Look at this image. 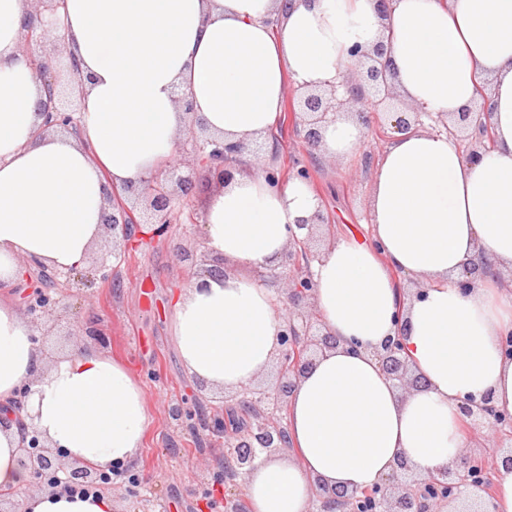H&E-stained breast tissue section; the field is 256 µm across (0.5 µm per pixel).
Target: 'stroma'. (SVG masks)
Masks as SVG:
<instances>
[{
    "mask_svg": "<svg viewBox=\"0 0 512 512\" xmlns=\"http://www.w3.org/2000/svg\"><path fill=\"white\" fill-rule=\"evenodd\" d=\"M386 141V134L370 131L357 160L345 164L312 155L292 135L271 153L267 167L285 173L308 168L322 203L324 236L359 234L368 219L370 160ZM213 189L198 178L187 193L177 194L173 228L121 260H109L108 281L92 293L58 281L51 290L59 303L56 316L40 327L44 350L52 357L90 344L83 326L93 322L103 339L100 351L125 362L138 376L150 422L132 472L162 512H225L226 498L245 499L244 476H224L223 442L211 440L197 422H175L167 413L169 404L186 396L211 413L225 403L224 392L186 373L169 329L172 293L200 266L201 237L187 226L202 217Z\"/></svg>",
    "mask_w": 512,
    "mask_h": 512,
    "instance_id": "obj_1",
    "label": "stroma"
}]
</instances>
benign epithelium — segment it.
Masks as SVG:
<instances>
[{"mask_svg": "<svg viewBox=\"0 0 512 512\" xmlns=\"http://www.w3.org/2000/svg\"><path fill=\"white\" fill-rule=\"evenodd\" d=\"M21 37V45L32 60H38L36 79L50 90L47 103H39L38 111L44 116L40 131L73 135L81 121V96L83 82L76 61H70L67 78L60 77L54 63L47 56L32 51V47L46 42L49 37L59 39L53 20L57 19L63 0H33ZM384 45L378 44L370 53L353 50L359 57V78L355 86L343 94L336 87L328 90H301L291 93L300 99L305 126L304 140L307 146L317 144L321 128L337 115L344 105L357 101L367 93L368 105L374 113L387 107L393 97V86L388 65L383 62ZM486 112H463L457 123L443 125L450 134L475 127L483 138H490ZM190 141L194 164L197 168L217 175L220 179L232 176L230 164L242 152L238 144L226 143L224 138L209 133L203 125L191 131ZM191 175H183L179 168L164 164L157 174L144 181L142 188L128 185L122 190L112 189L107 198V208L102 224L112 241L123 242L130 248L138 246L134 227L151 226V236L163 235L173 222V188H183L191 182ZM305 234H298L296 230ZM296 230L290 231L289 246L282 254L278 266L267 269L264 277L283 280L288 295V315L284 318L280 333L278 357L279 378L276 384L250 389L234 404L246 416L243 426L229 423L228 414L204 416L198 414L192 401L182 399L172 404L169 417L177 422L199 419L201 425L214 438L224 440V447L232 449L225 456V469L234 474H250L261 456H274L287 448L288 397L316 356L336 345V338L325 329L313 309L315 282L311 261L316 258L310 244L317 225L300 220ZM108 258L102 257L86 269L71 267L65 271L39 264L40 273L32 277L24 270V310L34 320L47 321L56 311L57 301L50 288L58 278L74 281L84 288H92L99 280L108 277ZM403 342L397 337L377 350L382 369L396 387L406 390L418 384L413 378L403 356ZM31 393L24 387L21 400L0 413V428L17 424L22 436L20 465L29 470L40 483L53 486L65 483L72 486L106 488V475L102 470L78 464L63 465L44 444L33 423L23 419L24 399ZM465 424L480 431L493 423V447L505 448L503 462L512 465V413L498 410L491 405L490 394L481 398L465 397L459 405ZM497 460L465 453L459 463L444 467L437 472L422 476L408 468L403 458L397 459L396 469L383 482L364 490L330 489L318 483L315 486L310 512H491L494 479L497 478Z\"/></svg>", "mask_w": 512, "mask_h": 512, "instance_id": "1", "label": "benign epithelium"}]
</instances>
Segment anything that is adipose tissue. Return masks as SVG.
Listing matches in <instances>:
<instances>
[{
    "instance_id": "ef3b65f1",
    "label": "adipose tissue",
    "mask_w": 512,
    "mask_h": 512,
    "mask_svg": "<svg viewBox=\"0 0 512 512\" xmlns=\"http://www.w3.org/2000/svg\"><path fill=\"white\" fill-rule=\"evenodd\" d=\"M31 0H0V283L19 258L83 264L104 232V184L139 183L179 147L187 95L193 115L225 141L269 139L288 87L345 83L353 45L384 44L409 109L485 112L491 143L470 160L452 135L392 132L371 173L367 236L342 235L312 264L313 304L336 347L297 382L288 402L291 451L257 461L249 512H309L314 481L362 489L398 458L427 475L470 447L457 405L491 393L512 411V0H65L58 31L84 77L79 134H39L44 88L20 36ZM368 125L344 112L315 155L347 162ZM216 182L203 217L207 247L231 264L172 299L173 336L186 370L235 391L258 381L279 352L283 314L254 272L276 265L289 225L319 205L297 178L270 184L242 153ZM488 272L470 289L469 263ZM34 330L0 298V407L22 386L46 443L69 461L107 470L132 464L149 417L133 371L80 347L47 358ZM402 335L419 384L398 392L373 354ZM16 428L0 429V490L21 512H112L111 497L27 494Z\"/></svg>"
}]
</instances>
